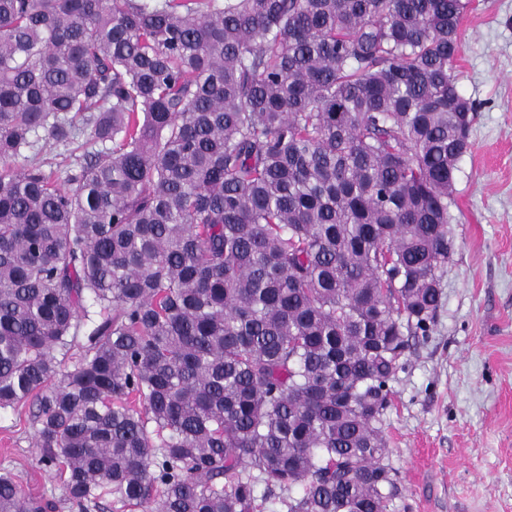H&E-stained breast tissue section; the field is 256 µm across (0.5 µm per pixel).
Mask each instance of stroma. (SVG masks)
Segmentation results:
<instances>
[{
	"label": "stroma",
	"instance_id": "1",
	"mask_svg": "<svg viewBox=\"0 0 512 512\" xmlns=\"http://www.w3.org/2000/svg\"><path fill=\"white\" fill-rule=\"evenodd\" d=\"M476 107L449 206L453 253L426 339L384 416L391 512H512V0H471L453 69ZM74 512L24 411L0 409V470Z\"/></svg>",
	"mask_w": 512,
	"mask_h": 512
}]
</instances>
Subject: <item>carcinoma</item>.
<instances>
[{
  "label": "carcinoma",
  "instance_id": "carcinoma-1",
  "mask_svg": "<svg viewBox=\"0 0 512 512\" xmlns=\"http://www.w3.org/2000/svg\"><path fill=\"white\" fill-rule=\"evenodd\" d=\"M468 6L0 0V409L80 512H390ZM0 512L56 503L5 470ZM40 136L41 139L38 145L40 153L38 157L40 161L48 162V164H45L44 170L46 172L62 170L64 167H58L56 163L62 160L63 155L68 153V149L72 148V146L75 147L77 144L65 147L53 140L45 139L42 133H40ZM49 163H52V165Z\"/></svg>",
  "mask_w": 512,
  "mask_h": 512
}]
</instances>
